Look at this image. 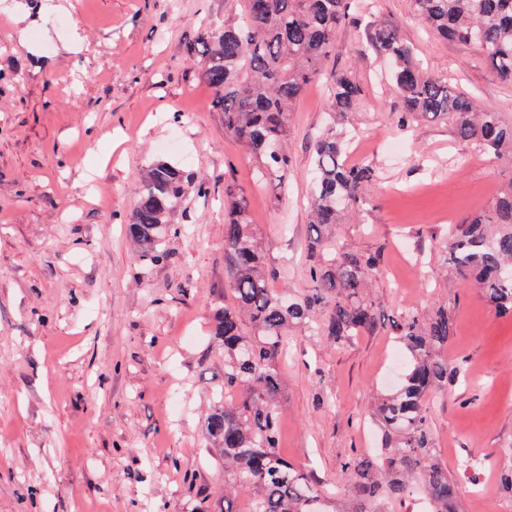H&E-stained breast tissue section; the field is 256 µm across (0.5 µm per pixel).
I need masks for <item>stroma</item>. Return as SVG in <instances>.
I'll return each mask as SVG.
<instances>
[{"mask_svg":"<svg viewBox=\"0 0 512 512\" xmlns=\"http://www.w3.org/2000/svg\"><path fill=\"white\" fill-rule=\"evenodd\" d=\"M236 16V0H0V512L224 508V464L204 427L224 384V346L210 334L224 304V185L248 198L273 287L308 288L311 146L328 105L322 78L292 115L285 189L257 184L187 50L204 22ZM373 16L433 74L512 114V81L480 50L428 31L409 0H351L325 66L362 85L353 122L365 140L349 160L383 178L335 245L379 255L369 293L384 321L340 347L293 330L280 452L338 497L348 463L379 443L373 396L406 357L392 320L444 305L455 329L441 352L448 383L427 406L430 436L463 512H512L499 487L512 448V319L444 271L439 248L449 221L491 207L512 167L447 124L397 128V91L362 48ZM156 159L209 191L191 195L162 260L146 267L125 221ZM466 455L485 462L477 479L459 473Z\"/></svg>","mask_w":512,"mask_h":512,"instance_id":"35a3bbf8","label":"stroma"}]
</instances>
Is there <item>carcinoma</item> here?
<instances>
[{"instance_id": "cac0c4a2", "label": "carcinoma", "mask_w": 512, "mask_h": 512, "mask_svg": "<svg viewBox=\"0 0 512 512\" xmlns=\"http://www.w3.org/2000/svg\"><path fill=\"white\" fill-rule=\"evenodd\" d=\"M238 19L202 28L189 45L200 58L201 77L215 91L224 130L255 161L265 184L284 183L291 160L290 114L308 84L323 76L336 29L348 15V0H237ZM417 19L445 39L476 45L506 80L512 81V0H410ZM367 47L392 63L391 81L400 100L402 127L430 119L450 126L461 141L512 164V119L481 107L467 92L425 72L398 28L370 17ZM363 89L349 71L330 79L325 126L313 145L309 200V249L318 255L333 228L367 204L366 185L380 177L369 163L347 160L344 129ZM209 187L163 160L151 162L137 186L127 222L138 258L161 257L171 217L190 189ZM445 264L476 288L499 316H512V180L499 186L492 208L448 225L441 246ZM380 266L375 254L344 252L308 265L311 288L296 295L270 288L259 237L247 198L224 183L225 293L211 333L224 344V389L206 418L207 435L224 450V512H238L245 495L249 512H333L312 479L279 453L277 362L289 346L288 331L306 325L343 346L374 331L381 321L369 283ZM395 336L407 355L398 387L374 397L381 448L353 461L343 486V512H393L415 496L428 512H460L458 483L437 459L427 423V399L448 383V362L439 357L453 336L448 307L427 318L404 314ZM239 397L228 402L225 393Z\"/></svg>"}]
</instances>
